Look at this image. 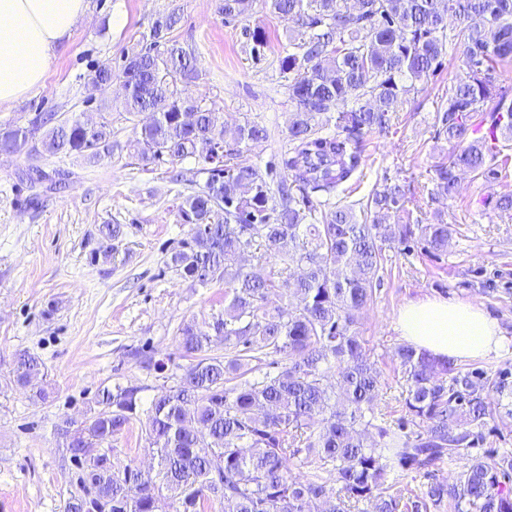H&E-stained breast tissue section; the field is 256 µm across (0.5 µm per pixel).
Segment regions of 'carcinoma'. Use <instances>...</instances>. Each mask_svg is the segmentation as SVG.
Listing matches in <instances>:
<instances>
[{"instance_id": "carcinoma-1", "label": "carcinoma", "mask_w": 512, "mask_h": 512, "mask_svg": "<svg viewBox=\"0 0 512 512\" xmlns=\"http://www.w3.org/2000/svg\"><path fill=\"white\" fill-rule=\"evenodd\" d=\"M297 43L278 57L288 96L296 104L288 128L284 176L268 179L241 159L267 139L248 119L226 130L190 88L199 80L191 54L169 37V15L150 32L149 46L124 60L121 74L107 64L92 82L112 100L154 119L139 130L141 157L172 161L198 156L204 188L184 197L181 219L191 238L170 257L184 279L206 284L224 278V317L213 330L224 356L208 354L211 335L181 328V346L195 356L151 403L145 424L159 471L139 485L123 479L131 466H90L84 454L112 443L137 416V390L107 393L105 408L79 426L60 428L86 471L97 512H201L208 502L224 512H512V453H476L493 418L491 392L504 394L509 372L458 368L411 345L394 352L403 414L380 421L381 382L360 332V313L376 297L385 247L418 239L430 252L448 247L449 225L384 224L408 202L397 183L384 182L361 204L363 218L342 204L366 162V137L385 129L415 82L436 75L448 43L457 46L462 77L448 88L437 135L448 156L434 165L437 195L452 197L458 173L495 180L512 158L498 159L512 138V101L497 85L512 65V0H270ZM249 0H220L224 19L245 14ZM456 26L448 28V19ZM489 113L490 124L477 119ZM334 126L331 134L322 129ZM38 126L0 129V153L85 154L112 150L108 125L75 117L34 141ZM482 204L512 212V196ZM272 249L274 265L262 263ZM259 253V263L228 271V260ZM288 287V304L268 308V294ZM42 364L29 354L16 380L29 385ZM460 463L453 483L435 471ZM310 468L304 481L295 469ZM429 479L422 495L401 496L410 473Z\"/></svg>"}]
</instances>
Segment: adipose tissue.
Listing matches in <instances>:
<instances>
[{"label":"adipose tissue","mask_w":512,"mask_h":512,"mask_svg":"<svg viewBox=\"0 0 512 512\" xmlns=\"http://www.w3.org/2000/svg\"><path fill=\"white\" fill-rule=\"evenodd\" d=\"M88 0H0V106L40 89L57 46L88 15ZM397 327L406 342L454 363L502 348L501 329L481 305L426 297L402 305Z\"/></svg>","instance_id":"1"}]
</instances>
